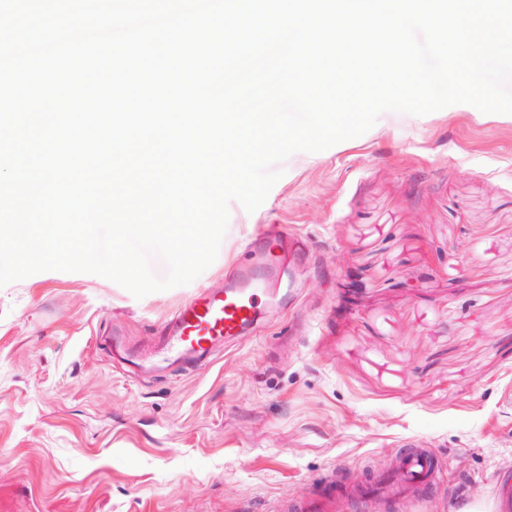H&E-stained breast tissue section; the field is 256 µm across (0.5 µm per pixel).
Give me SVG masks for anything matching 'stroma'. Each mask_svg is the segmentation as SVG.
<instances>
[{"instance_id":"35a3bbf8","label":"stroma","mask_w":512,"mask_h":512,"mask_svg":"<svg viewBox=\"0 0 512 512\" xmlns=\"http://www.w3.org/2000/svg\"><path fill=\"white\" fill-rule=\"evenodd\" d=\"M230 218L190 284L135 298L44 271L0 288V512H271L332 468L386 471L405 438L443 476L395 512H493L512 472V116L383 113L298 152ZM264 224L301 249L292 300L210 363L114 364L197 289H220Z\"/></svg>"}]
</instances>
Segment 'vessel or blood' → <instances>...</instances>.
<instances>
[{
  "label": "vessel or blood",
  "mask_w": 512,
  "mask_h": 512,
  "mask_svg": "<svg viewBox=\"0 0 512 512\" xmlns=\"http://www.w3.org/2000/svg\"><path fill=\"white\" fill-rule=\"evenodd\" d=\"M283 255L261 268L243 264L225 278L222 290L202 289L182 303L157 330L152 346L140 351L142 360L188 370L212 360L224 344L250 336L259 329L263 311L261 294L283 293ZM442 463L435 449L406 439L388 474L366 483L349 484L344 470L331 469L309 497L298 503H280L277 512H343L350 501L382 497L400 502L423 496L438 484Z\"/></svg>",
  "instance_id": "vessel-or-blood-1"
}]
</instances>
